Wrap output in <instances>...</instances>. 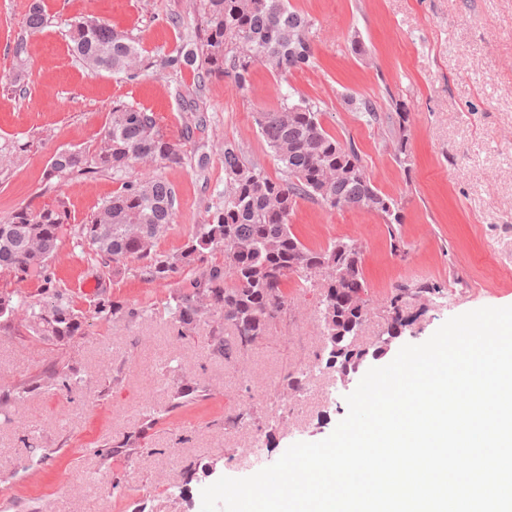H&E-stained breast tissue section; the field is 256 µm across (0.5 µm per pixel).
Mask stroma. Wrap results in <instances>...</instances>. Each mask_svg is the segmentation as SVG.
Segmentation results:
<instances>
[{
  "label": "stroma",
  "instance_id": "35a3bbf8",
  "mask_svg": "<svg viewBox=\"0 0 512 512\" xmlns=\"http://www.w3.org/2000/svg\"><path fill=\"white\" fill-rule=\"evenodd\" d=\"M31 0H0V221L21 208L61 206L70 220L60 231L54 267L75 305L91 298L84 280L96 277L111 296L135 306L167 298V283H147L135 264L102 273L73 238L85 221L121 188L110 172L57 175V152L96 151L113 106L133 104L155 113L163 134L181 137L192 113L207 120L201 135L205 169L159 162L136 166L175 189L174 222L158 240L164 254L182 251L196 224L205 223L224 192V145L243 147L270 176L279 170L254 114L295 91L319 102L328 133L353 143L372 182L395 199L400 224L373 213L331 210L299 200L292 230L304 245L355 242L373 306L360 340L375 344L393 288L441 286L428 302L411 299L413 323L380 357L390 363L405 344L425 342L449 318L512 303V0H290L309 16L315 67L280 80L253 70L248 90L228 77L173 76L159 65L193 36L199 0H45L46 26L25 25ZM105 22L143 47L140 77L91 73L70 51L73 20ZM27 47L15 58L17 38ZM197 88L194 102L181 92ZM380 106L403 101L408 120L405 156L383 124L368 125L346 110V95ZM290 315L269 338L235 363L211 354L202 339L176 343L168 320L132 323L89 320L85 333L50 346L0 327V394H10L15 422L0 425V512H32L53 499L58 512H201L203 488L216 478L253 475L250 448L269 434L263 466L296 442L328 437L346 417L355 383L314 371L319 350V291L288 280ZM63 358L79 383L59 389L43 373ZM309 368L304 392L272 387L289 368ZM188 379L204 381L207 400L174 408ZM28 394H20V387ZM251 407L259 429L225 427L224 418ZM152 430H144L148 417ZM140 451L113 449L139 431ZM187 436L178 455L176 435Z\"/></svg>",
  "mask_w": 512,
  "mask_h": 512
}]
</instances>
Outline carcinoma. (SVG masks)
<instances>
[{"label": "carcinoma", "instance_id": "obj_1", "mask_svg": "<svg viewBox=\"0 0 512 512\" xmlns=\"http://www.w3.org/2000/svg\"><path fill=\"white\" fill-rule=\"evenodd\" d=\"M196 39L182 44L163 61L173 75L185 69L206 75L227 76L245 91L255 65L278 77L313 66L315 47L311 20L289 7L288 0H200ZM47 16L40 0H33L26 27L42 29ZM72 50L90 71L140 75L141 49L131 37L106 23L80 19L71 24ZM351 110L368 125L380 121L378 107L367 98L347 99ZM319 104L305 96L288 95L273 109L256 113L259 134L269 147L279 170L271 177L230 142L224 143L223 201L204 224L192 228L184 249L176 255L157 252V241L168 231L175 215L173 186L159 176L126 179L138 162L158 161L182 167L189 161L186 143L204 132L206 119L197 116L178 139L166 137L155 114L132 104L112 108L104 127V146L92 154L84 149L64 150L50 161L53 174L112 172L121 188L78 225L75 238L88 250L91 261L103 266L127 261L138 263L147 283L173 282L176 288L160 307L149 310L109 297L92 301L90 312L100 321H135L144 313L168 316L180 340L193 338L200 324L208 326L206 344L230 363L267 339L283 321L288 295L282 284L295 275L302 286L311 282L309 269L318 264L341 266L343 288L336 282L321 284L320 340L325 368L336 364V349L347 350L362 324L354 303L365 292L362 251L354 242L333 241L322 249L306 247L292 232L290 217L299 199L314 200L334 210L345 201L350 210L380 215L387 224H401L398 203L382 193L366 173L360 152L344 144L322 126ZM67 223L66 211L22 208L0 224V272L22 281L36 274L42 282V299L29 302L14 291H0V325L19 336H30L56 346L64 338L84 335L87 315L64 296L52 272L59 248V232ZM224 252V263H210L206 255ZM185 266L193 267L182 277ZM433 285L397 288L390 300L392 320L404 327L408 298L437 295ZM25 318L15 322L19 311ZM47 378L69 390L78 381L68 366L57 360ZM183 407L206 399L208 386L197 380L176 393Z\"/></svg>", "mask_w": 512, "mask_h": 512}]
</instances>
